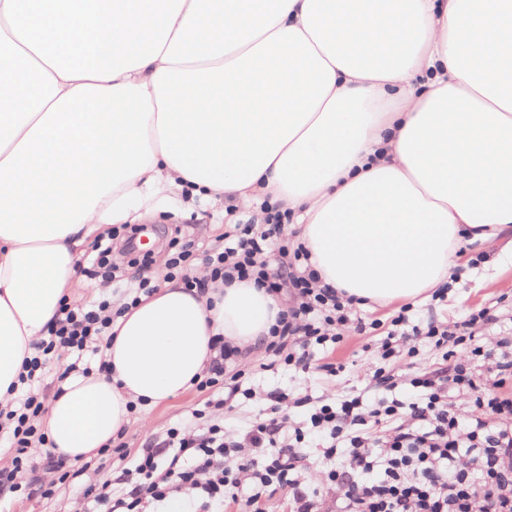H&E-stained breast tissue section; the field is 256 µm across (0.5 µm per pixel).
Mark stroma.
<instances>
[{
	"mask_svg": "<svg viewBox=\"0 0 512 512\" xmlns=\"http://www.w3.org/2000/svg\"><path fill=\"white\" fill-rule=\"evenodd\" d=\"M237 214H225L220 202L191 197L178 190L165 192L159 209L147 218L146 223L156 228L150 254L154 260L165 258V246L173 236L194 240L198 251L219 249L224 245V234L230 231ZM460 252L470 258L467 267L459 268L455 278L448 281V293L444 299L426 298L412 304L409 317L412 323L425 324L428 318L442 322L462 320L470 311L489 309L495 321L493 332L512 331V255L502 253L500 247L486 248L461 243ZM401 304L387 307L375 305L358 306L357 311L367 322L366 331L355 330L344 333L335 348L318 352L322 366L307 372L284 363H272L264 348L244 350L234 362L228 363V373L244 371L243 383L251 388L252 397L236 396L223 418L208 416V423L223 421L227 430L238 432L249 426L266 408V392L278 390L288 398L308 397L309 405L290 408L293 424L308 420L312 409L335 401L360 397L364 403L399 400L411 402L417 395L411 386L412 377L433 371L443 364L442 349L432 341L418 338L413 354L403 356L400 361L385 359L383 343L392 321L401 311ZM379 320L378 329H371L372 320ZM339 365L337 375L325 371V364ZM382 367L398 374L394 388L369 386L366 374L369 370ZM209 398L208 392L189 388L181 395L166 403L151 407L137 408L133 422L126 430L123 440L126 444V458L96 456L90 467L96 470L98 478L119 479L126 468L127 458L135 457L148 443L165 439L169 428L186 421L193 410L204 409ZM77 492L74 488H59L49 499H27L22 495L0 497V512H75Z\"/></svg>",
	"mask_w": 512,
	"mask_h": 512,
	"instance_id": "obj_1",
	"label": "stroma"
}]
</instances>
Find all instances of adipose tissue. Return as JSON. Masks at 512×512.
<instances>
[{
    "label": "adipose tissue",
    "mask_w": 512,
    "mask_h": 512,
    "mask_svg": "<svg viewBox=\"0 0 512 512\" xmlns=\"http://www.w3.org/2000/svg\"><path fill=\"white\" fill-rule=\"evenodd\" d=\"M0 84V407L89 241L171 189L281 203L324 282L381 306L447 282L462 240L512 251V0H0ZM279 309L163 281L113 324L111 375L49 402L52 453L97 456Z\"/></svg>",
    "instance_id": "ef3b65f1"
}]
</instances>
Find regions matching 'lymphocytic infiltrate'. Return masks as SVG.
<instances>
[{"label":"lymphocytic infiltrate","mask_w":512,"mask_h":512,"mask_svg":"<svg viewBox=\"0 0 512 512\" xmlns=\"http://www.w3.org/2000/svg\"><path fill=\"white\" fill-rule=\"evenodd\" d=\"M260 212L259 224L244 225L223 250L200 257L194 242L182 243L165 261L166 276L182 278L186 288L202 295L218 282L229 286L250 281L281 300L283 308L269 328L266 349L305 369L312 347L341 341L340 331L351 322L355 300L323 283L304 245L282 241L272 248V239L281 238L291 220L290 211L265 200ZM126 230L128 238L120 248L100 247L93 274L112 282L120 270L112 253L120 251L129 257L138 293L152 294L158 288L149 274L152 261L131 256L138 228L130 224ZM275 251L284 258L276 267L270 262ZM199 265L205 276H195ZM59 311L46 336L36 342L35 357L23 361L20 382L41 370L44 356L59 351L83 355L114 321L107 298L93 309L64 302ZM492 320L484 308L450 327L433 319L412 326L402 315L394 320L404 342L420 335L439 346L473 342V355L494 360L492 383L477 381L467 362L456 360L433 375L414 378L421 390L414 402L395 400L368 410L360 398L346 399L316 409L306 431L289 427L282 412L286 397L273 390L266 395L265 416L233 440L218 424L197 432L194 422L203 413L196 410L189 422L168 429L164 440L131 460L125 485L118 490L111 480L92 479L87 467L66 468L51 454L43 468H36L34 453L49 447L50 441L40 426L45 403L29 396L14 409H0V418L11 426L7 442L13 450L10 467L0 470V495L22 492L48 498L56 485H71L90 499L87 512H146L147 505L184 492L200 501L204 512H224L227 490L249 479L270 498L291 491L296 512H313V496L297 477L301 445L312 431L328 441L324 456L340 460L325 481L341 492L342 512H512V350L495 355L485 349L484 330ZM212 342L216 355L196 387L210 392L207 405L219 411L241 389L239 379H224L225 363L237 359L241 350L220 335ZM290 343L299 346V353L286 352ZM452 386L472 397L468 416H459L449 402Z\"/></svg>","instance_id":"obj_1"}]
</instances>
